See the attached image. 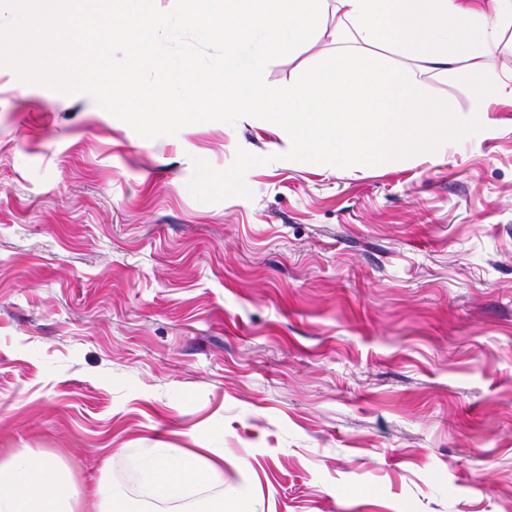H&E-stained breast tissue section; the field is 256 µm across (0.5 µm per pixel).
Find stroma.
I'll return each mask as SVG.
<instances>
[{"instance_id":"obj_1","label":"stroma","mask_w":512,"mask_h":512,"mask_svg":"<svg viewBox=\"0 0 512 512\" xmlns=\"http://www.w3.org/2000/svg\"><path fill=\"white\" fill-rule=\"evenodd\" d=\"M485 124L336 171L267 121L147 139L0 66V459L135 512L170 507L133 448L216 449L245 512H512V111Z\"/></svg>"}]
</instances>
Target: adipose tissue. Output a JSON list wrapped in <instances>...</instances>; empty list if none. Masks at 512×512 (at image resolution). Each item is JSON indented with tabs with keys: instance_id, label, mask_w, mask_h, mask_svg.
<instances>
[{
	"instance_id": "adipose-tissue-1",
	"label": "adipose tissue",
	"mask_w": 512,
	"mask_h": 512,
	"mask_svg": "<svg viewBox=\"0 0 512 512\" xmlns=\"http://www.w3.org/2000/svg\"><path fill=\"white\" fill-rule=\"evenodd\" d=\"M193 0L174 24L224 45V63L204 76L170 69L176 94L159 113L252 112L287 128L289 155L331 169L396 168L436 159L471 131L477 115L512 108V69L496 66L512 0ZM336 51L271 89V53L320 40ZM477 79L467 108L433 99L426 78ZM147 497L182 502L224 481V465L183 448H140ZM0 512H131L123 488L99 484L92 496L65 489L50 459L22 452L0 460Z\"/></svg>"
}]
</instances>
